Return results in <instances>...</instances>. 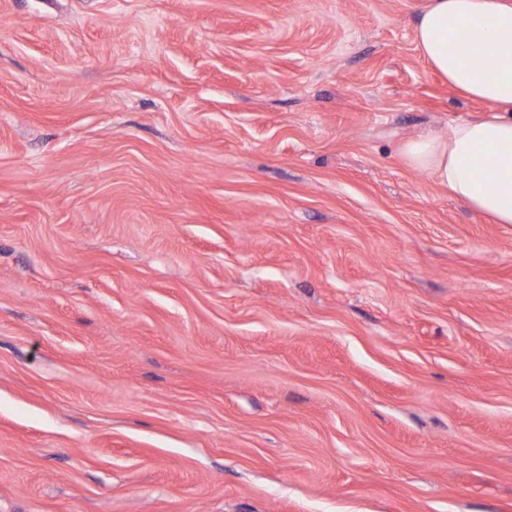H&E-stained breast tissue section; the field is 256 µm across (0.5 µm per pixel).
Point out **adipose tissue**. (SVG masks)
Segmentation results:
<instances>
[{"instance_id": "adipose-tissue-1", "label": "adipose tissue", "mask_w": 512, "mask_h": 512, "mask_svg": "<svg viewBox=\"0 0 512 512\" xmlns=\"http://www.w3.org/2000/svg\"><path fill=\"white\" fill-rule=\"evenodd\" d=\"M414 39L432 71L489 112L407 141V164L475 213L512 224V0H427Z\"/></svg>"}]
</instances>
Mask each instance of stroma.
<instances>
[{"instance_id": "stroma-1", "label": "stroma", "mask_w": 512, "mask_h": 512, "mask_svg": "<svg viewBox=\"0 0 512 512\" xmlns=\"http://www.w3.org/2000/svg\"><path fill=\"white\" fill-rule=\"evenodd\" d=\"M424 2L0 0V512H512Z\"/></svg>"}]
</instances>
